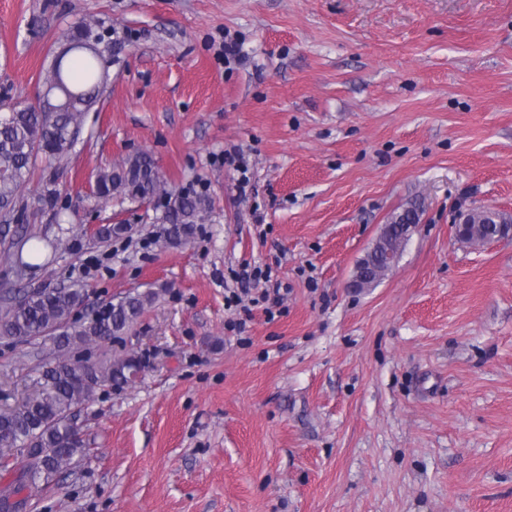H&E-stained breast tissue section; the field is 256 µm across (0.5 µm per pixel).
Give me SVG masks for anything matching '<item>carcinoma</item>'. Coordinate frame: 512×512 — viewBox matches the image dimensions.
<instances>
[{"label":"carcinoma","mask_w":512,"mask_h":512,"mask_svg":"<svg viewBox=\"0 0 512 512\" xmlns=\"http://www.w3.org/2000/svg\"><path fill=\"white\" fill-rule=\"evenodd\" d=\"M103 38L97 28L82 24L67 35V44L59 52L55 69L45 79L57 83L62 100L76 99L73 109L14 107L0 113V210L15 211L20 192L29 180L37 159L52 165L60 163L71 151V134L82 125L83 114L100 100L104 81L101 51ZM79 56L78 69L66 65L65 59ZM170 194L172 207L162 219L167 243L180 246L193 237L203 211L199 199L179 195L160 180L152 155L138 153L119 166L98 174L94 195L108 200L117 195ZM420 206L414 205L396 215L387 224L388 231L375 249L363 259L369 263L390 251H401L406 238L396 230L398 224H417ZM30 244L33 259L42 251L39 240L26 230L5 229L1 242ZM14 302L0 311V340L22 343L33 339L62 352L73 347L90 346L106 339L127 334L158 292H129L119 300L100 303L91 317L82 321L74 317L76 307L88 298L86 289L75 286L29 292L13 289ZM140 360L118 356L98 367L91 375L75 365L42 366L38 370V389L19 406L0 412V471L14 478L0 488V512H21L28 498L67 474L76 461L83 459L88 444L83 437L80 417L106 385L121 386Z\"/></svg>","instance_id":"obj_1"}]
</instances>
